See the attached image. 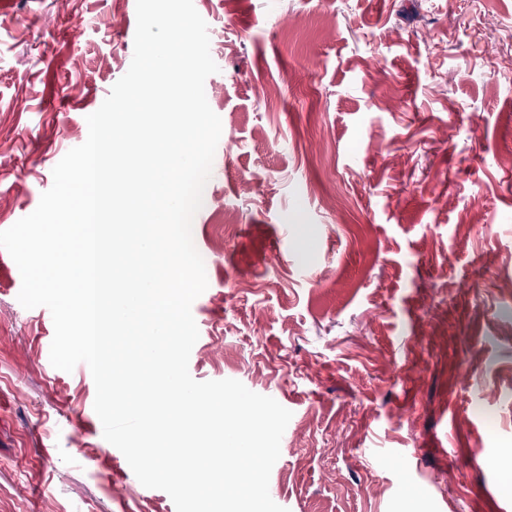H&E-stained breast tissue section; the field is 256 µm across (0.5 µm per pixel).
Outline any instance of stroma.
<instances>
[{"mask_svg": "<svg viewBox=\"0 0 512 512\" xmlns=\"http://www.w3.org/2000/svg\"><path fill=\"white\" fill-rule=\"evenodd\" d=\"M222 132L189 372L292 417L289 512H512V0H194ZM0 231L128 70L136 0H9ZM236 224L221 227L224 213ZM0 248V512H175Z\"/></svg>", "mask_w": 512, "mask_h": 512, "instance_id": "35a3bbf8", "label": "stroma"}]
</instances>
